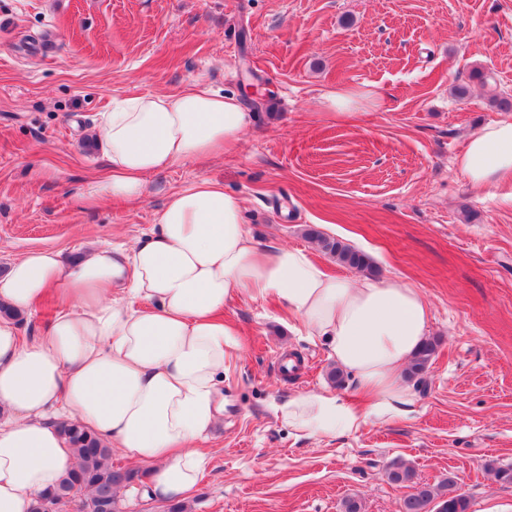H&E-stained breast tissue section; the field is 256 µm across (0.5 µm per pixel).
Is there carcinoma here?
Returning <instances> with one entry per match:
<instances>
[{
    "mask_svg": "<svg viewBox=\"0 0 512 512\" xmlns=\"http://www.w3.org/2000/svg\"><path fill=\"white\" fill-rule=\"evenodd\" d=\"M306 237L336 261L350 269L372 272L370 259L353 247L334 239H328L315 229L306 230ZM439 340L431 338L419 349L409 367V377L416 379V386L427 390L422 378L427 364L435 356ZM58 430L69 447L79 457L77 467L66 472L61 483L53 490L34 498L30 512H59L78 493H84V512H118L116 489L136 485L144 473L117 466L112 462V449L104 446L94 433L75 421L59 423ZM388 481L406 486L410 492L404 496L399 512H429L428 506L435 500L445 505L444 512H469L468 498L458 491L457 481L448 477L437 485L424 483L415 470L401 460L391 462L386 471Z\"/></svg>",
    "mask_w": 512,
    "mask_h": 512,
    "instance_id": "carcinoma-1",
    "label": "carcinoma"
}]
</instances>
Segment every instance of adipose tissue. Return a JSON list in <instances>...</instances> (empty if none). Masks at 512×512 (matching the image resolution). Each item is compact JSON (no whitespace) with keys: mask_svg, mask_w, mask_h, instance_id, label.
<instances>
[{"mask_svg":"<svg viewBox=\"0 0 512 512\" xmlns=\"http://www.w3.org/2000/svg\"><path fill=\"white\" fill-rule=\"evenodd\" d=\"M252 122L236 97L200 84L113 97L96 131L107 173L82 200L139 198L149 174L224 155ZM458 167L475 189L512 186V118L470 136ZM53 290L60 308L43 336L25 340L0 317V512H30L74 466L56 427L67 416L146 470L145 496H189L224 413V368L242 353L222 316L239 298L277 300L355 384L353 399L319 388L276 405L296 437L332 440L415 411L404 370L428 336L425 294L330 274L302 247L257 250L241 201L218 181L172 193L129 251L101 246L67 267L31 251L0 274V304L18 312Z\"/></svg>","mask_w":512,"mask_h":512,"instance_id":"1","label":"adipose tissue"}]
</instances>
